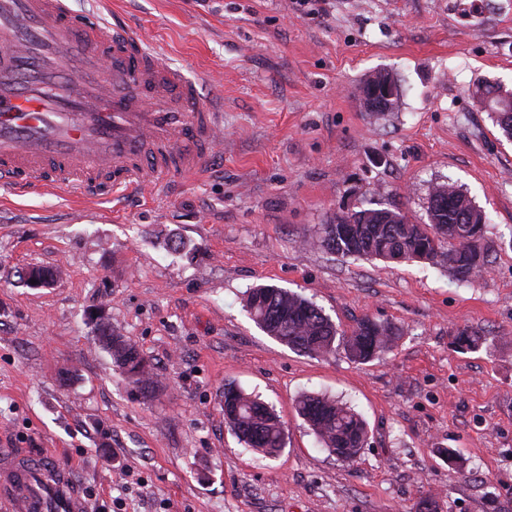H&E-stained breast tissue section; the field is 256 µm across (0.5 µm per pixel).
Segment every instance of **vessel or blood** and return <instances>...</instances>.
I'll use <instances>...</instances> for the list:
<instances>
[{
	"label": "vessel or blood",
	"mask_w": 512,
	"mask_h": 512,
	"mask_svg": "<svg viewBox=\"0 0 512 512\" xmlns=\"http://www.w3.org/2000/svg\"><path fill=\"white\" fill-rule=\"evenodd\" d=\"M216 108L202 85L148 52L120 21L68 0H0V187L99 196L191 173L215 151ZM12 512H87L70 470L0 458Z\"/></svg>",
	"instance_id": "vessel-or-blood-1"
}]
</instances>
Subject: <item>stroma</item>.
Listing matches in <instances>:
<instances>
[{
    "instance_id": "1",
    "label": "stroma",
    "mask_w": 512,
    "mask_h": 512,
    "mask_svg": "<svg viewBox=\"0 0 512 512\" xmlns=\"http://www.w3.org/2000/svg\"><path fill=\"white\" fill-rule=\"evenodd\" d=\"M473 2L69 0L120 15L201 79L222 106L219 145L198 172L112 200L0 188V454L71 464L89 512H417L429 496L438 512H512V141L472 95L512 88V0ZM383 68L398 103L365 111L357 87ZM448 180L489 218L477 276L312 243L347 210L427 223ZM33 264L63 275L28 288ZM260 285L341 330L368 318L400 334L365 363L299 353L246 312ZM98 313L150 361L153 390L113 365ZM465 328L487 346L456 349ZM228 386L278 413L276 457L226 426ZM305 392L361 414L355 461L320 447L296 411Z\"/></svg>"
}]
</instances>
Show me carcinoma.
I'll list each match as a JSON object with an SVG mask.
<instances>
[{
	"label": "carcinoma",
	"mask_w": 512,
	"mask_h": 512,
	"mask_svg": "<svg viewBox=\"0 0 512 512\" xmlns=\"http://www.w3.org/2000/svg\"><path fill=\"white\" fill-rule=\"evenodd\" d=\"M474 95L497 114L501 134L512 140V90L499 84H484ZM442 199L444 206L428 205V223L413 224L397 209L362 208L342 212L323 225L315 244L341 256H367L391 261L433 260L448 257V268L460 280L485 270L487 256L481 247L483 212L453 182L435 185L429 200ZM356 223H350V219ZM246 308L255 323L269 336L291 349L310 356H326L345 349L356 361H368L393 344L397 333L389 324L360 320L349 333L339 329L313 302L276 286H261L248 292ZM98 342L139 390L154 385L152 367L131 339L98 327ZM455 344L478 350L486 336L475 329L455 335ZM224 421L245 445L266 456L285 446V431L274 409L241 389L224 390ZM296 410L320 444L341 461L354 460L367 441L365 421L349 406L319 394L302 395Z\"/></svg>",
	"instance_id": "1"
}]
</instances>
